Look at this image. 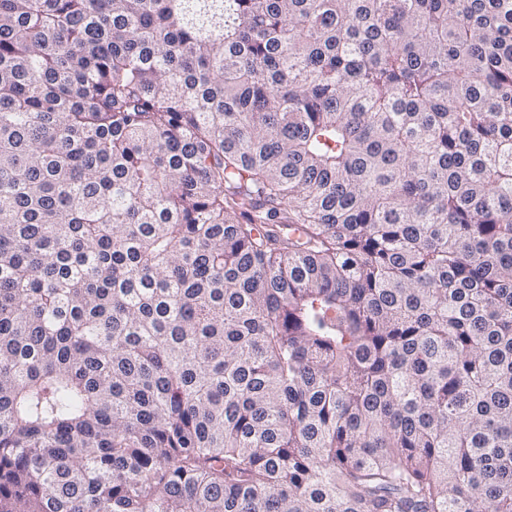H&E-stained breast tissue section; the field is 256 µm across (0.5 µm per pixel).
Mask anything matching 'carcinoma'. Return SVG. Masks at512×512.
<instances>
[{"mask_svg": "<svg viewBox=\"0 0 512 512\" xmlns=\"http://www.w3.org/2000/svg\"><path fill=\"white\" fill-rule=\"evenodd\" d=\"M0 512H512V0H0Z\"/></svg>", "mask_w": 512, "mask_h": 512, "instance_id": "1", "label": "carcinoma"}]
</instances>
